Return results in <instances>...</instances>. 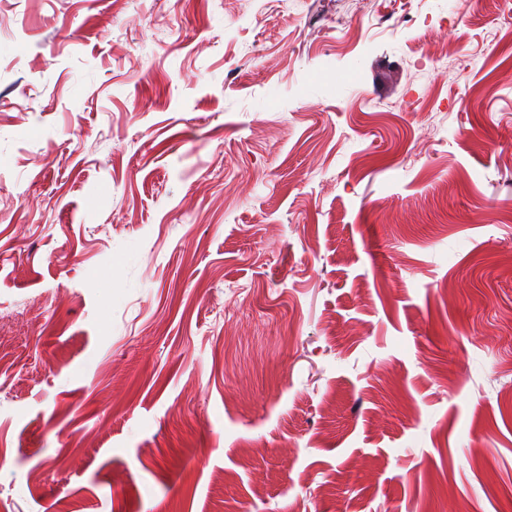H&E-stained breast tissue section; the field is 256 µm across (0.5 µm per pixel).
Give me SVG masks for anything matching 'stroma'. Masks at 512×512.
<instances>
[{
	"instance_id": "obj_1",
	"label": "stroma",
	"mask_w": 512,
	"mask_h": 512,
	"mask_svg": "<svg viewBox=\"0 0 512 512\" xmlns=\"http://www.w3.org/2000/svg\"><path fill=\"white\" fill-rule=\"evenodd\" d=\"M358 2L0 0V512H512V25Z\"/></svg>"
}]
</instances>
